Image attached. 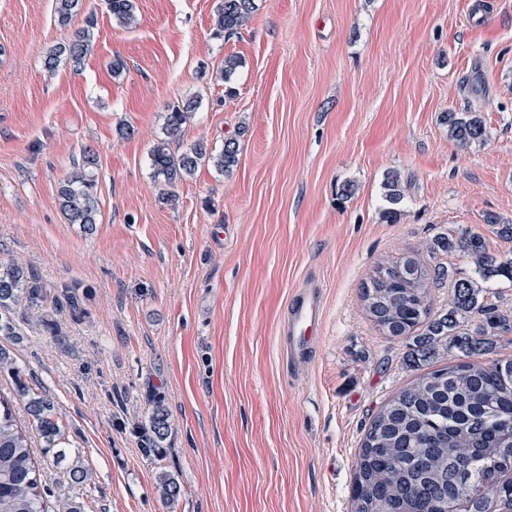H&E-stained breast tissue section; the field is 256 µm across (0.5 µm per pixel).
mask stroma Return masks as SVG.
Masks as SVG:
<instances>
[{"label": "stroma", "instance_id": "35a3bbf8", "mask_svg": "<svg viewBox=\"0 0 512 512\" xmlns=\"http://www.w3.org/2000/svg\"><path fill=\"white\" fill-rule=\"evenodd\" d=\"M256 0L216 36L220 0H107L80 70L43 67L69 31L54 0H0V260L35 275L40 298L0 335L34 391L59 408L65 450L33 437L48 506L86 512H352L359 449L380 408L418 375L405 341L382 336L361 288L404 255L469 277L440 233H481L512 256L486 214L512 223V0ZM242 64L224 80V59ZM120 71H112L113 62ZM471 77L479 95L462 92ZM196 99L174 153L239 143L228 173L203 164L167 188L150 149L170 105ZM474 110L487 143L460 150L442 115ZM133 127L132 137L119 134ZM96 159L99 222L68 223L58 187ZM400 174L397 223L381 183ZM353 183L345 197L341 189ZM324 284L322 332L290 374L277 327L307 276ZM171 426L162 458L140 444L154 397ZM88 491L66 479L70 460ZM175 472L171 505L158 471ZM156 488L160 497L168 503H174L181 493L178 478L167 470H161L156 476Z\"/></svg>", "mask_w": 512, "mask_h": 512}]
</instances>
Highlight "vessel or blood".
<instances>
[{
    "label": "vessel or blood",
    "instance_id": "vessel-or-blood-1",
    "mask_svg": "<svg viewBox=\"0 0 512 512\" xmlns=\"http://www.w3.org/2000/svg\"><path fill=\"white\" fill-rule=\"evenodd\" d=\"M323 293L321 281L308 279L290 295L278 342L293 374L303 373L313 359L322 328Z\"/></svg>",
    "mask_w": 512,
    "mask_h": 512
}]
</instances>
